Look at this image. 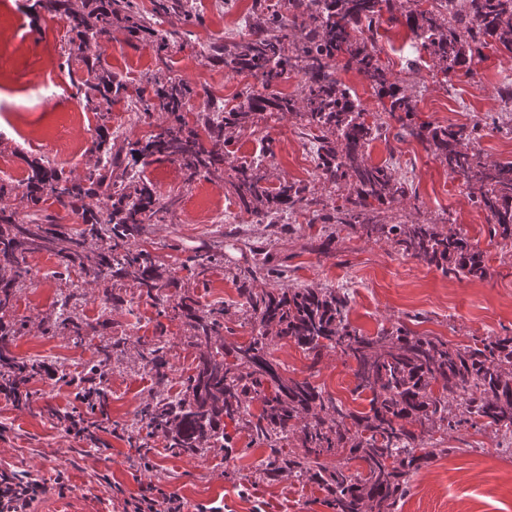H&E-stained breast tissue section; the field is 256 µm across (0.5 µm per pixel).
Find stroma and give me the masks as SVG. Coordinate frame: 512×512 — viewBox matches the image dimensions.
<instances>
[{
	"mask_svg": "<svg viewBox=\"0 0 512 512\" xmlns=\"http://www.w3.org/2000/svg\"><path fill=\"white\" fill-rule=\"evenodd\" d=\"M252 0H193L192 23L166 19L163 29L175 32L176 44L159 52L148 39L130 38L123 25L112 27L105 47L109 69L123 75L129 87L142 84L146 75L168 70L197 92L190 111L207 99L237 104L244 90L261 91L258 80L247 75L229 77L223 68L208 63L204 50L223 42L227 32L243 30ZM406 27L380 29L376 49L382 66L399 74L417 102L416 122L472 125L497 116L504 107L500 90L512 83V58L486 50L476 62L475 80L447 78L428 70L404 71L414 57ZM79 43L65 21L44 20L35 0H0V168L10 174L12 194L0 199L27 219L24 197L28 162L50 157L73 178L93 168L95 154L88 143L100 125L129 141L144 137L163 121L162 115L144 116L117 99L108 117L87 111L75 84L83 72L68 64L66 51ZM274 153L271 182L282 179L312 186L317 196L335 198L333 189L317 182L313 140L292 115L258 116L240 131L232 152L215 175L187 180L180 167L167 160L137 165L159 201L179 202L167 222L154 224L142 242L156 249L162 262L193 295L198 308L214 305L225 310L222 337L225 347L248 342L256 335L254 319L241 306L233 272L252 265L248 242L264 240L265 225L251 223L241 211L230 181L238 162ZM371 163L393 161L397 175L413 180L417 200L401 204L408 219L450 217L453 229L481 250L489 268L487 278L459 279L398 255L391 243L374 242L354 233H341L329 249L310 250L320 226L311 213L293 214L297 232L277 247L280 262L288 267L292 283L342 288L351 298L349 321L367 335L381 327L406 325L411 330L464 346L485 336L512 334V244L489 234L483 211L469 201L460 179L414 139L373 141ZM223 210L224 221L211 224L207 216ZM224 243L222 262L199 274L192 256L213 241ZM30 278L16 293L11 310L0 314L5 324L23 322L11 336L16 357L41 364H65L73 377L86 376L103 346H111V367L105 375L107 400L95 415L98 444L81 443L65 431L64 419L77 403L69 386L33 378V396L11 403L0 398V470L29 473L54 491L56 472H65L74 491L105 502L108 512H122L124 499L148 493L158 485L208 512H331L317 485L284 476L266 483L256 472L267 456L252 444L246 431L225 422L226 447L207 448L188 455L166 448L160 436L141 429L128 439L124 428L133 424L144 402L157 388L153 372L142 361V350L167 343L170 395L184 392L200 352L186 319L162 311L141 298L133 286L87 282L78 274L54 277L57 256L28 254ZM75 293L80 335L55 322L61 294ZM269 351L283 376L309 380L354 411H367L366 397L354 393L351 364L335 351L312 359L288 339L272 342ZM503 433L490 428H464L443 440L448 452L422 468L410 480L399 512H512V458L504 456ZM150 456L154 468L139 467Z\"/></svg>",
	"mask_w": 512,
	"mask_h": 512,
	"instance_id": "stroma-1",
	"label": "stroma"
}]
</instances>
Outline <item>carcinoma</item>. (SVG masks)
Here are the masks:
<instances>
[{"instance_id":"obj_1","label":"carcinoma","mask_w":512,"mask_h":512,"mask_svg":"<svg viewBox=\"0 0 512 512\" xmlns=\"http://www.w3.org/2000/svg\"><path fill=\"white\" fill-rule=\"evenodd\" d=\"M37 2L47 15L65 18L80 38L76 53L68 57L86 72L80 92L87 110L109 112L122 95L168 121L121 146L100 132L89 148L97 154L96 166L79 180L42 159L31 162L26 196L32 202L53 197L81 218L83 228L65 234L52 228L56 220L50 216L23 222L16 212L0 207V311L12 307L16 288L29 274L25 256L35 251L57 255L67 268L93 282L130 283L156 304L178 298L173 310L189 320L193 336L206 350L197 357L184 394L153 397L140 409V421L171 450L196 454L228 440V418L253 443L270 449L260 476L275 480L288 474L311 481L333 512H397L411 477L447 452L436 442L423 446L426 436L463 425L512 433V336H486L464 347L403 325L368 336L350 324V297L339 288H252L259 278L275 284L287 278L267 246L252 250L254 264L233 274L241 283L242 306L259 329L251 341L233 348V361H226L219 320L224 310H196L192 297L158 258L135 247L157 214L173 211L176 200L159 205L150 185L134 172L138 163L156 158L179 164L190 177L211 174L228 155L234 133L256 116L291 114L313 133L318 180L336 190L337 201L321 200L299 181L283 179L271 190L268 163L243 161L234 167L233 186L252 223L275 227L286 212L308 211L322 224L323 248L349 228L369 240L389 242L398 254L445 274L483 279L489 275L483 253L445 227L448 219L409 223L385 214L416 197V188L388 165L369 162L368 146L389 134L392 124L367 122L366 110L330 62L344 58L345 67L389 99L383 111L399 124L395 137L415 139L459 177L468 199L486 213L492 235L512 239V162L484 158L479 141L487 123L458 129L416 123V101L403 80L379 63L373 35L383 25H404L416 51L429 56L430 68L446 77L462 71L472 78L483 49L494 47L512 57V0H432L431 9L421 12L403 8L402 0H287L286 14L270 0H252L248 34L209 47L206 59L228 75L257 77L268 93L247 92L230 108L210 99L192 124L184 116L193 94L189 84L154 73L131 94L124 78L105 68L97 51L112 39L115 23L126 24L130 36H146L167 50L172 33L157 28L156 19L190 21L189 0H152L149 18L135 11L134 0ZM291 75L298 78L294 93L273 91ZM285 338L315 360L329 349L354 362L355 391L370 395L369 411L354 413L309 380L284 377L268 350L273 340ZM141 357L163 382V347L148 348ZM37 368L10 355L0 329V378L21 382ZM255 400L261 402L257 416L250 413ZM293 440L297 448L286 449ZM344 452L365 469L353 472L345 462L325 461Z\"/></svg>"}]
</instances>
